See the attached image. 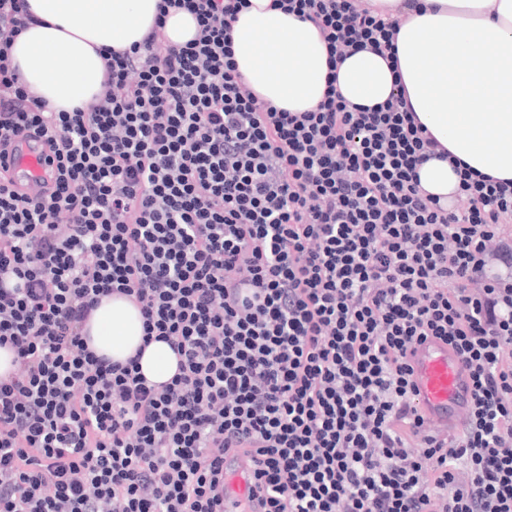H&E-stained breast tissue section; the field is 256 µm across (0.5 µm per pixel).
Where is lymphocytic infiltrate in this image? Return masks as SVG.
Segmentation results:
<instances>
[{
	"mask_svg": "<svg viewBox=\"0 0 512 512\" xmlns=\"http://www.w3.org/2000/svg\"><path fill=\"white\" fill-rule=\"evenodd\" d=\"M248 5L160 0L100 93L51 112L10 55L27 0H0V512H224L230 450L254 467L241 512H512V182L466 169L441 205L418 169L449 152L400 85L261 105L231 60ZM273 5L330 67L368 48L397 69L402 21L369 0ZM172 8L197 22L182 45ZM17 137L48 149L28 191ZM111 296L177 353L168 382L89 349ZM430 338L470 371L452 433L414 397ZM197 26L192 15L177 9H169L165 24V33L175 44H183L196 35Z\"/></svg>",
	"mask_w": 512,
	"mask_h": 512,
	"instance_id": "f902f5d3",
	"label": "lymphocytic infiltrate"
}]
</instances>
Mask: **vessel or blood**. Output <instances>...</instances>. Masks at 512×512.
Returning a JSON list of instances; mask_svg holds the SVG:
<instances>
[{
    "label": "vessel or blood",
    "instance_id": "b4317fda",
    "mask_svg": "<svg viewBox=\"0 0 512 512\" xmlns=\"http://www.w3.org/2000/svg\"><path fill=\"white\" fill-rule=\"evenodd\" d=\"M8 162L19 174V187L28 188L46 178L41 151L20 143ZM417 404L428 421L437 427L461 424L473 397L469 369L465 361L442 341L427 339L409 353ZM224 473L236 491H243L249 477L246 462L232 456L224 460Z\"/></svg>",
    "mask_w": 512,
    "mask_h": 512
}]
</instances>
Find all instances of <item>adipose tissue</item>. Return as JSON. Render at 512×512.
<instances>
[{"mask_svg":"<svg viewBox=\"0 0 512 512\" xmlns=\"http://www.w3.org/2000/svg\"><path fill=\"white\" fill-rule=\"evenodd\" d=\"M28 2L36 21L17 37L12 60L31 91L51 109L69 112L101 89L106 69L100 48L140 43L160 0ZM271 2L250 0L231 29L236 70L261 103L307 112L332 87L349 104L372 108L387 101L399 78L421 123L451 155L420 167L426 191L453 204L455 158L512 181V0H421L425 12L409 15L398 33L399 74L365 49L348 57L333 81L317 30ZM89 336L98 354L115 361L142 351L141 371L150 382L177 372L178 358L167 343L144 344L141 315L126 299L103 300Z\"/></svg>","mask_w":512,"mask_h":512,"instance_id":"obj_1","label":"adipose tissue"}]
</instances>
